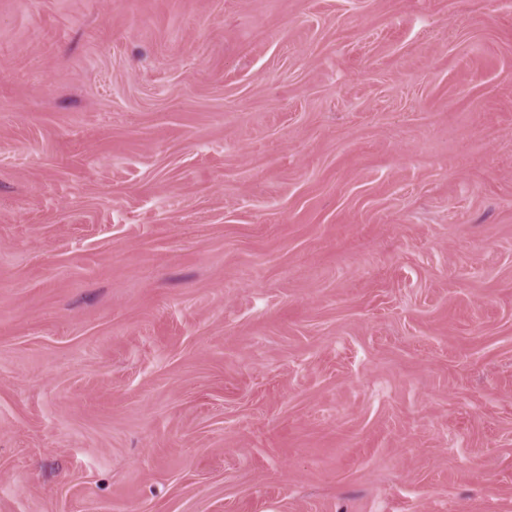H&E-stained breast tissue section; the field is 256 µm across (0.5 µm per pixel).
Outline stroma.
Here are the masks:
<instances>
[{"mask_svg": "<svg viewBox=\"0 0 512 512\" xmlns=\"http://www.w3.org/2000/svg\"><path fill=\"white\" fill-rule=\"evenodd\" d=\"M0 512H512V0H0Z\"/></svg>", "mask_w": 512, "mask_h": 512, "instance_id": "obj_1", "label": "stroma"}]
</instances>
